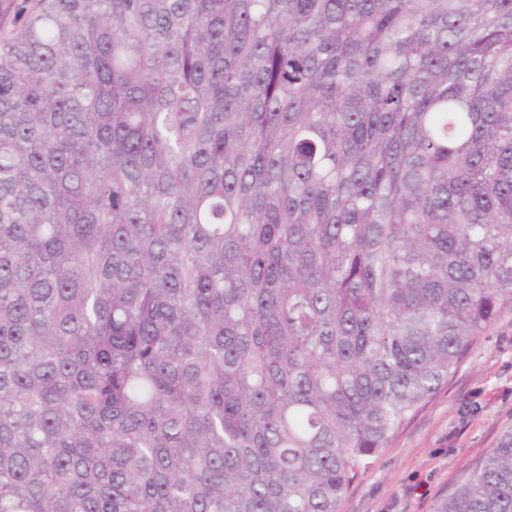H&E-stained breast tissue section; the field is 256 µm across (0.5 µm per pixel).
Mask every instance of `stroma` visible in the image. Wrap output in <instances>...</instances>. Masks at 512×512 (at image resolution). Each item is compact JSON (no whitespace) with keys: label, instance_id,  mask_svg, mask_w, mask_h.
Returning <instances> with one entry per match:
<instances>
[{"label":"stroma","instance_id":"1","mask_svg":"<svg viewBox=\"0 0 512 512\" xmlns=\"http://www.w3.org/2000/svg\"><path fill=\"white\" fill-rule=\"evenodd\" d=\"M512 426V306L503 305L448 382L370 461L339 512H434Z\"/></svg>","mask_w":512,"mask_h":512}]
</instances>
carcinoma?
Returning a JSON list of instances; mask_svg holds the SVG:
<instances>
[{
  "instance_id": "1",
  "label": "carcinoma",
  "mask_w": 512,
  "mask_h": 512,
  "mask_svg": "<svg viewBox=\"0 0 512 512\" xmlns=\"http://www.w3.org/2000/svg\"><path fill=\"white\" fill-rule=\"evenodd\" d=\"M508 303L512 0L0 27V512H338Z\"/></svg>"
}]
</instances>
